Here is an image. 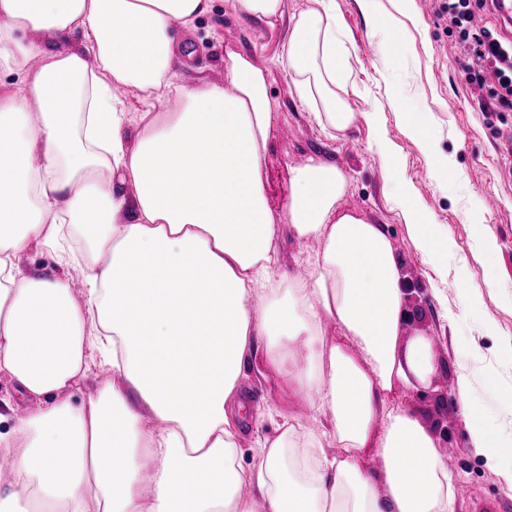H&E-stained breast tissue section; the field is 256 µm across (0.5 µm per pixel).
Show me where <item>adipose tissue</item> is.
<instances>
[{"label": "adipose tissue", "instance_id": "adipose-tissue-1", "mask_svg": "<svg viewBox=\"0 0 512 512\" xmlns=\"http://www.w3.org/2000/svg\"><path fill=\"white\" fill-rule=\"evenodd\" d=\"M294 17L283 63L330 133L355 115L331 85L348 49L335 0ZM210 0H0V373L36 408L0 431L13 479L0 505L25 512H456L455 476L396 390L430 383L434 339H404L400 259L383 227L339 206L349 177L317 156L296 169L281 213L266 204L263 155L275 104L265 73L228 53L226 84L175 70V25ZM85 42L55 50L38 33ZM140 91L131 116L119 88ZM178 110L154 111L169 96ZM415 245L444 264L448 245L412 199ZM83 241L84 289L68 275L23 274L31 244L61 225ZM314 240L287 279L282 227ZM337 334L329 336L326 327ZM323 418L283 421L255 466L239 457L242 368L258 343ZM123 377L66 400L90 350ZM327 370L320 381L319 370ZM512 409V382L461 376L459 410L477 450L512 485V432L474 411L479 393ZM338 451L327 454L323 437ZM375 449L379 470L364 461Z\"/></svg>", "mask_w": 512, "mask_h": 512}]
</instances>
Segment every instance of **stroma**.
Listing matches in <instances>:
<instances>
[{
  "label": "stroma",
  "mask_w": 512,
  "mask_h": 512,
  "mask_svg": "<svg viewBox=\"0 0 512 512\" xmlns=\"http://www.w3.org/2000/svg\"><path fill=\"white\" fill-rule=\"evenodd\" d=\"M232 3L212 0L209 13L194 29H175L178 74L193 85L223 83L224 61L231 51L265 69L268 93L277 103L263 162L271 211H282L295 169L310 156L320 155L347 171L345 204L383 225L400 257L409 317L405 337L423 332L439 342L437 372L430 385L398 392L396 401L432 429L441 453L453 455L457 512H487L488 506L498 504L512 507V491L476 451L457 406L462 367L512 375V143L497 135L489 115L470 97L460 79L458 58L442 55V44L452 36L435 18L433 0H410L417 25L399 41L374 20L390 11V0H373L367 6L362 0H336V24L349 55L335 92L357 118L334 138L301 107L296 87L279 62L289 20L314 7L315 0H283V18L272 25L242 14ZM365 40L374 46L372 56L360 51ZM393 89L410 111L431 118L433 150L448 159L445 181L430 177L427 156L404 133L398 107L389 97ZM371 110L379 112L380 131L400 157L399 180L392 184L383 174L376 131L363 118ZM406 192L432 213L447 239L446 266H436L414 245L401 214ZM488 195L499 198L497 212L484 209L482 200ZM480 233L496 242L494 252L477 255ZM18 265L26 274L66 271L75 289L83 287L82 262L60 268L52 247H29L19 255ZM241 386L253 407L240 440L242 461L249 465L263 441L276 436L281 416L307 414L308 400L259 359L247 360Z\"/></svg>",
  "instance_id": "stroma-1"
}]
</instances>
